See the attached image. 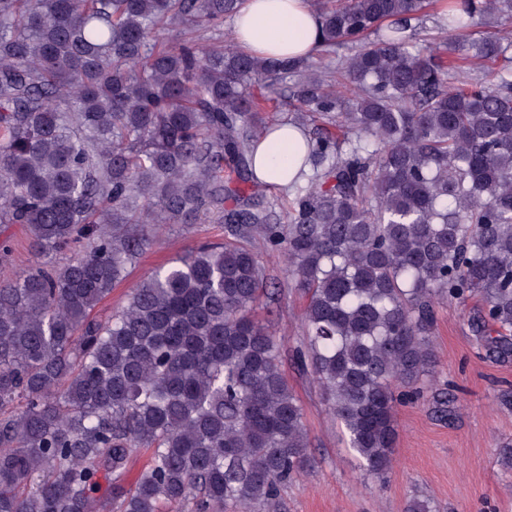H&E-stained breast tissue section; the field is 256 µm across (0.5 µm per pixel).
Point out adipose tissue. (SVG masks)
<instances>
[{
	"instance_id": "adipose-tissue-1",
	"label": "adipose tissue",
	"mask_w": 512,
	"mask_h": 512,
	"mask_svg": "<svg viewBox=\"0 0 512 512\" xmlns=\"http://www.w3.org/2000/svg\"><path fill=\"white\" fill-rule=\"evenodd\" d=\"M232 33L241 51L264 58L307 59L324 41L322 20L310 0H244ZM305 154L301 131L290 124L274 128L259 139L252 170L261 182L285 188L296 178Z\"/></svg>"
}]
</instances>
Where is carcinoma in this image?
I'll return each instance as SVG.
<instances>
[{"mask_svg":"<svg viewBox=\"0 0 512 512\" xmlns=\"http://www.w3.org/2000/svg\"><path fill=\"white\" fill-rule=\"evenodd\" d=\"M241 2L0 0V224L39 257L0 279V512H280L310 441L257 314L256 241L286 258L306 300L292 359L371 477L391 467L397 405L433 373L438 305L478 299L472 331L512 359V40L467 33L512 0H450L421 40L427 0H319L324 50L361 45L349 103L304 61L193 37ZM288 75L316 128L278 214L249 155L284 120L247 86ZM203 220L224 245L92 317L165 225Z\"/></svg>","mask_w":512,"mask_h":512,"instance_id":"1","label":"carcinoma"}]
</instances>
